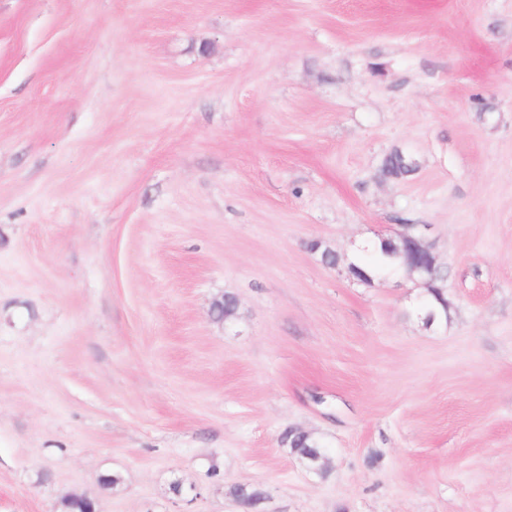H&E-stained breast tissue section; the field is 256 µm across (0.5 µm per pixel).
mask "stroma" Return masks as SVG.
Here are the masks:
<instances>
[{
  "label": "stroma",
  "mask_w": 512,
  "mask_h": 512,
  "mask_svg": "<svg viewBox=\"0 0 512 512\" xmlns=\"http://www.w3.org/2000/svg\"><path fill=\"white\" fill-rule=\"evenodd\" d=\"M396 148L416 172L379 179ZM403 224L440 326L422 281L349 272ZM239 484L512 512V0H0V512ZM402 231L397 235L399 245L395 250L401 251L396 255L401 259L402 266L409 269V274L417 275L422 280H428L430 273L438 264V256L430 242L424 236L425 224H403ZM290 451H293L297 456H304L311 454L309 456L310 463L305 464L310 471H327L326 462H327V454H321L318 451L328 452V447L325 443H323L320 439L309 435L308 437L302 435H292L288 441Z\"/></svg>",
  "instance_id": "1"
}]
</instances>
